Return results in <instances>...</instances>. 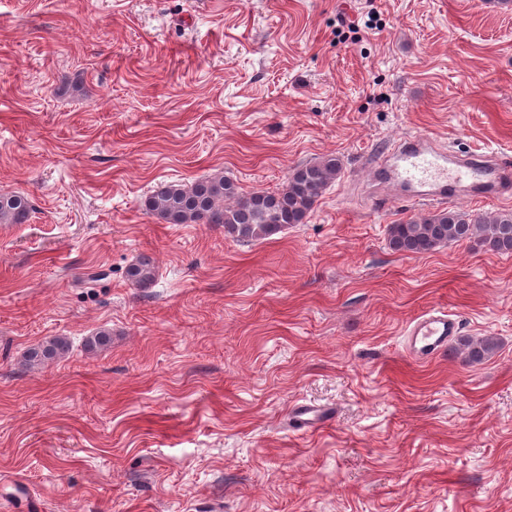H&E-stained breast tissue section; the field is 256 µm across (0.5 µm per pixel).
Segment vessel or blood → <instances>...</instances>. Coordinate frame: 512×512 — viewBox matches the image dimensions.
I'll use <instances>...</instances> for the list:
<instances>
[{
  "label": "vessel or blood",
  "instance_id": "b4317fda",
  "mask_svg": "<svg viewBox=\"0 0 512 512\" xmlns=\"http://www.w3.org/2000/svg\"><path fill=\"white\" fill-rule=\"evenodd\" d=\"M374 170L384 199L420 202L512 195V163L478 153L461 159L427 135L391 143ZM460 329V320L446 310H430L407 328L406 348L415 360H431L447 352Z\"/></svg>",
  "mask_w": 512,
  "mask_h": 512
}]
</instances>
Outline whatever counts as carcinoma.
<instances>
[{"mask_svg":"<svg viewBox=\"0 0 512 512\" xmlns=\"http://www.w3.org/2000/svg\"><path fill=\"white\" fill-rule=\"evenodd\" d=\"M342 170L340 160L329 157L300 164L288 173L285 186L274 192L244 194L230 178L215 174L191 185L167 184L145 197L146 213L166 224H220L224 235L238 242L268 239L294 224L306 222L315 204L336 181ZM31 206L21 194L0 195V224H23ZM475 239L487 250L512 254V213L493 217H464L455 210H442L413 217L388 228V245L398 253L423 255L448 243ZM128 281L147 288L157 276L153 259L139 257L129 265ZM499 347L494 336H460L451 351L472 363H480ZM68 353L62 338H53L27 351L24 364L42 367Z\"/></svg>","mask_w":512,"mask_h":512,"instance_id":"1","label":"carcinoma"}]
</instances>
